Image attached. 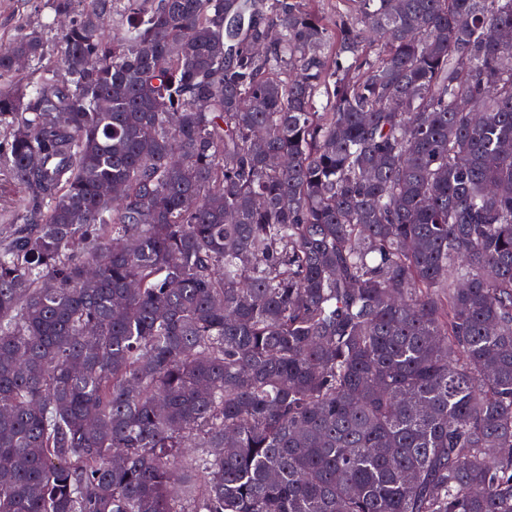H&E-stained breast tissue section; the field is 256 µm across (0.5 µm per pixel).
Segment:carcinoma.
<instances>
[{"instance_id":"obj_1","label":"carcinoma","mask_w":512,"mask_h":512,"mask_svg":"<svg viewBox=\"0 0 512 512\" xmlns=\"http://www.w3.org/2000/svg\"><path fill=\"white\" fill-rule=\"evenodd\" d=\"M48 3L0 512H512V0Z\"/></svg>"}]
</instances>
